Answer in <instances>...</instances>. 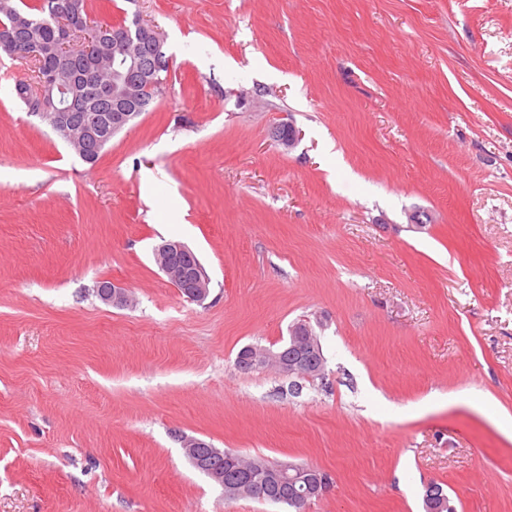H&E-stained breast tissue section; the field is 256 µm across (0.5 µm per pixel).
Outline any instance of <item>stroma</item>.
Masks as SVG:
<instances>
[{"mask_svg": "<svg viewBox=\"0 0 512 512\" xmlns=\"http://www.w3.org/2000/svg\"><path fill=\"white\" fill-rule=\"evenodd\" d=\"M88 3L155 24L169 77L91 166L0 51V512H284L184 436L326 471L306 512H425L432 482L512 512V0ZM304 319L325 379L235 368ZM179 253L187 255L191 259L189 268L173 260L172 256ZM154 260L175 288L184 286L181 289L184 296H187V290H189L185 286L187 280L190 281L191 286V290L188 291L190 300L202 302L208 296L210 278L197 254L185 243L165 241L155 248Z\"/></svg>", "mask_w": 512, "mask_h": 512, "instance_id": "1", "label": "stroma"}]
</instances>
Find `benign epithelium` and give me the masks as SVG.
Listing matches in <instances>:
<instances>
[{"instance_id": "7a95c632", "label": "benign epithelium", "mask_w": 512, "mask_h": 512, "mask_svg": "<svg viewBox=\"0 0 512 512\" xmlns=\"http://www.w3.org/2000/svg\"><path fill=\"white\" fill-rule=\"evenodd\" d=\"M139 44L134 48L122 44V35L112 33V42L102 37L77 38L67 26H62L57 43L49 55L59 62L57 74L37 86L27 97L34 114L51 119L50 127L65 142L84 141L89 131L71 121L70 109L76 99L75 91L82 87L75 74L74 64L90 65L98 98L112 102V115L108 133L94 141L91 150L99 152L119 132L128 127L147 106L145 93L166 84L165 38L152 24L138 21ZM271 134L284 147L292 148L298 132L290 122H281L271 129ZM154 260L159 269L175 287L190 282L189 299L203 301L209 294L210 278L197 254L181 241H166L154 250ZM100 298L114 306L131 304L125 289L110 283L108 289L99 291ZM319 340L312 334L309 322L300 321L291 328L287 345L298 352L292 362L281 363L288 376L303 372L305 352L312 351ZM327 492L326 479L319 472L310 470L306 475V493L322 496Z\"/></svg>"}]
</instances>
